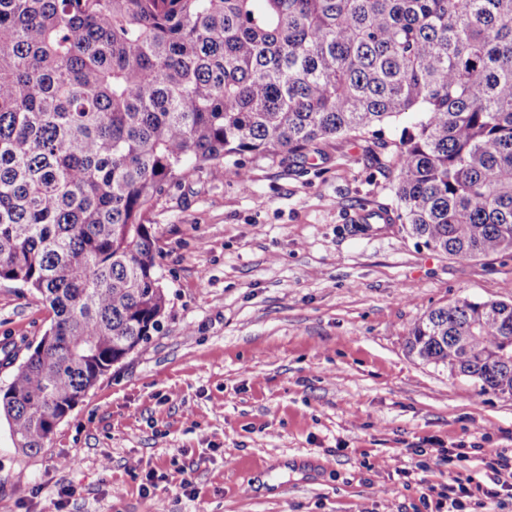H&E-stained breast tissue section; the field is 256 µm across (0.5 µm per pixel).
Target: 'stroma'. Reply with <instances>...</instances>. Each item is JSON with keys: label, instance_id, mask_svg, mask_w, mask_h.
Segmentation results:
<instances>
[{"label": "stroma", "instance_id": "1", "mask_svg": "<svg viewBox=\"0 0 512 512\" xmlns=\"http://www.w3.org/2000/svg\"><path fill=\"white\" fill-rule=\"evenodd\" d=\"M240 164L248 185L193 169L153 201L163 328L39 452L0 424V512H438L451 479L485 481L483 449L512 452V397L406 347L430 309L512 299V256L409 236L364 140ZM52 317L0 280V387Z\"/></svg>", "mask_w": 512, "mask_h": 512}]
</instances>
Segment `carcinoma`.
<instances>
[{"instance_id":"carcinoma-1","label":"carcinoma","mask_w":512,"mask_h":512,"mask_svg":"<svg viewBox=\"0 0 512 512\" xmlns=\"http://www.w3.org/2000/svg\"><path fill=\"white\" fill-rule=\"evenodd\" d=\"M408 112L388 161L404 228L461 261L512 255V0H0V279L53 313L0 388L15 446L44 448L161 330L144 214L190 164ZM408 344L512 396V301L434 308Z\"/></svg>"}]
</instances>
